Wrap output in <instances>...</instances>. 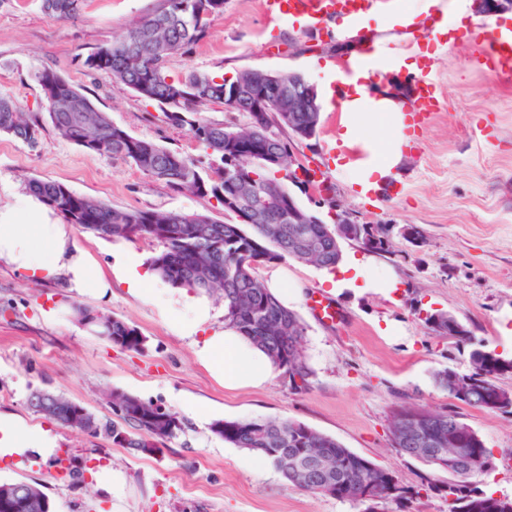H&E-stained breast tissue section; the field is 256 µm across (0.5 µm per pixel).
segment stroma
<instances>
[{"mask_svg": "<svg viewBox=\"0 0 512 512\" xmlns=\"http://www.w3.org/2000/svg\"><path fill=\"white\" fill-rule=\"evenodd\" d=\"M162 3L84 0L76 17L56 20L44 13L41 0H0V95L43 117L46 104L35 74L52 68L130 135L210 166L214 156L187 127L84 65L96 47ZM417 6L418 0H378L361 26L331 25L321 32L274 23L262 0H224L208 34L187 54L171 57L167 69L174 77L196 70L228 78L247 68L294 71L320 86L328 80L325 61L342 62L374 41L402 49L410 36L393 15ZM474 52L464 39L435 47L434 74L447 106L420 131L418 148L403 151L377 201L362 197L352 171L336 165L346 149L334 105L323 106L316 140L290 143L303 166L323 174L322 188L295 189L300 205L327 224L346 210L360 223L389 227L390 252H370L348 240L341 249L344 259L363 261L371 275L397 280L389 293L340 291L322 285L320 268L290 258L259 267L262 278L273 268L285 270L289 286L302 290L292 308L307 326L313 376L306 391L291 390L277 371L258 389L225 388L196 360L193 338L180 335L164 312L179 291L163 285L156 303L134 297L111 273L109 240L91 232L78 228L74 235L111 278V292L102 297L0 262V412L50 427L73 470L55 478L52 460L30 454L0 468V482L41 484L54 512H362V505L288 486L273 467H252L247 451L225 443L211 426L219 420L290 419L394 470L403 484L445 482L446 472L400 455L389 439V411L407 402L455 410L493 452L494 468L477 477L478 487L512 498V415L452 404L433 376L448 368L467 370V353L429 331L418 314L422 308L449 312L477 339L512 357V81L472 68ZM33 178L117 208L203 212L218 222L236 221L216 200L173 190L122 160L77 146L47 122L31 144L0 134L1 213L15 210ZM406 225L423 232V246L401 237ZM318 295L341 309L339 322L314 317L309 303ZM76 305L134 325L144 349H121L80 325L72 316ZM37 389L64 395L104 421L114 414L103 393L119 389L175 412L182 429L164 441L163 453L144 455L113 444L105 433L64 428L37 413L29 402ZM99 465L122 473L121 498L90 478L89 469Z\"/></svg>", "mask_w": 512, "mask_h": 512, "instance_id": "35a3bbf8", "label": "stroma"}]
</instances>
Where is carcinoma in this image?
I'll return each instance as SVG.
<instances>
[{
    "mask_svg": "<svg viewBox=\"0 0 512 512\" xmlns=\"http://www.w3.org/2000/svg\"><path fill=\"white\" fill-rule=\"evenodd\" d=\"M83 0H41L49 16L65 20L76 16ZM187 0H164L162 7L135 21L112 43L102 45L85 59L87 68L122 84L139 97L168 109L169 120L185 125L193 138L220 158L212 172L198 162L157 143L135 138L114 125L106 112L51 68L35 75L44 97L63 102V110H47L48 118L64 139L90 152L118 157L142 173L170 187L201 198L236 200L238 212L246 213L259 196H273L277 207L253 221L250 231L239 223L214 221L206 213L177 214L154 210L113 208L80 196L60 183L34 179L28 191L70 224L100 237L117 241L150 238L161 250L150 266L161 280L175 288L215 296L224 303V325L263 351L274 369L288 374L291 389H308L312 370L305 347L307 327L301 317L285 306L257 275L258 266L286 257L318 268L336 267L342 254L336 247V225L288 223V200L293 195L284 179L275 177L277 166H262L260 153L278 150L288 164V141L275 135L274 125L288 127L282 113L270 112L280 99L266 94L264 124H225L204 115L213 104L232 112L240 104L254 102L260 90L244 72L226 79L206 72L189 71L174 79L165 69L168 58L184 54L204 38L212 21L224 13V0H197L203 15L181 8ZM0 132L34 143L40 125L12 98L0 96ZM353 225L367 250L388 252L392 239L371 242ZM76 320L127 350L144 347V337L130 323L81 307ZM429 330L455 338L468 348L469 369L464 378L453 379L454 370L435 373V383L456 404L512 414L503 400L506 390L494 377L512 372V358H505L473 335L453 336L448 317ZM112 407H121L119 421L101 422L85 407L49 391L31 395L36 411L66 428L90 434L105 432L112 442L146 455L163 452L156 442L170 439L181 430L178 418L154 404L124 391L108 393ZM389 419H413L424 423L420 434L391 431L393 447L412 459L444 470L453 476L446 488L407 486L394 471L383 468L347 448L336 439L290 419L246 418L217 421L212 432L225 442L267 458L288 484L305 492L348 500L365 506L392 501L401 506L434 490L448 503V512H512V498L495 497L474 485L470 478L493 469V456L483 439L455 412L431 411L416 404H399ZM0 512H52L48 496L38 484H26L18 492L14 484L0 483Z\"/></svg>",
    "mask_w": 512,
    "mask_h": 512,
    "instance_id": "carcinoma-1",
    "label": "carcinoma"
}]
</instances>
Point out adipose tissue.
I'll list each match as a JSON object with an SVG mask.
<instances>
[{"mask_svg": "<svg viewBox=\"0 0 512 512\" xmlns=\"http://www.w3.org/2000/svg\"><path fill=\"white\" fill-rule=\"evenodd\" d=\"M35 278L65 277L70 288L104 294L109 281L95 268L89 254L78 244L71 225L51 223L44 213L21 208L19 214L0 219V261ZM115 273L130 292L157 301L153 273L138 252L121 247L115 252ZM175 329L195 337V356L226 388H255L265 384L272 367L268 358L233 329L209 328L211 311L206 302L194 301L189 310L168 309ZM58 446L52 430L29 425L22 417L0 413V454L50 457Z\"/></svg>", "mask_w": 512, "mask_h": 512, "instance_id": "obj_1", "label": "adipose tissue"}]
</instances>
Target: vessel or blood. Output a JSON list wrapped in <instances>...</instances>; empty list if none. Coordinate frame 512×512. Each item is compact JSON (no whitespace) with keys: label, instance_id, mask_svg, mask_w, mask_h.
Returning a JSON list of instances; mask_svg holds the SVG:
<instances>
[{"label":"vessel or blood","instance_id":"1","mask_svg":"<svg viewBox=\"0 0 512 512\" xmlns=\"http://www.w3.org/2000/svg\"><path fill=\"white\" fill-rule=\"evenodd\" d=\"M373 5V0H264L267 16L275 22L292 23L306 30H321L328 21L337 19L345 26L359 25ZM413 39L409 52L421 58V72L411 85L406 97L398 104L406 116L410 130H418L431 116L446 105L439 84L434 77L429 54L434 38L458 36L460 29L452 14L437 6H430L425 17L413 24ZM476 36L480 44L479 59L494 76L512 77V31L500 26L479 25ZM396 60L387 56L380 44L373 43L360 49L344 61L342 69L347 79L365 78L378 84Z\"/></svg>","mask_w":512,"mask_h":512}]
</instances>
